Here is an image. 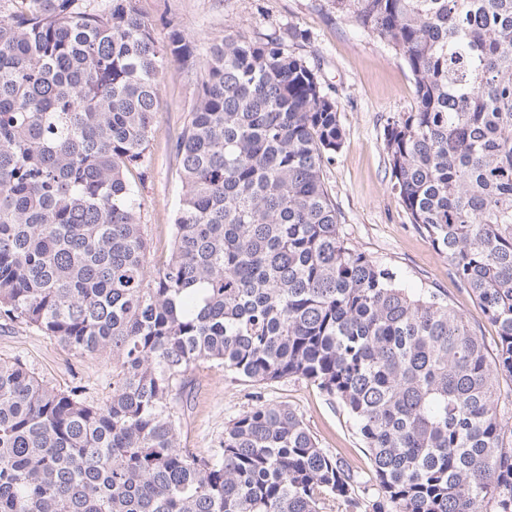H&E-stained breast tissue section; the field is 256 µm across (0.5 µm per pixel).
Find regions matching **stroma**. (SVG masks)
Here are the masks:
<instances>
[{"mask_svg": "<svg viewBox=\"0 0 512 512\" xmlns=\"http://www.w3.org/2000/svg\"><path fill=\"white\" fill-rule=\"evenodd\" d=\"M151 19L159 42L179 31L195 46L196 64L166 63L158 79L147 175L138 191L152 258L169 254L181 181L173 145L197 96L198 62L213 40L232 34L249 40L280 37L289 53L314 68L336 99L343 146L326 164L323 180L336 206L347 244L390 268L401 287L433 291L462 313L487 347L497 329L483 316L474 296L453 274L447 257L428 233L411 224L391 189L384 130L416 104L414 79L387 40L357 29L331 0H136ZM0 360L18 361L49 386L79 389L93 401L110 393L112 368L98 355L76 356L35 328L0 318ZM252 386L223 367L202 363L193 373L180 420L179 443L208 454L227 423L250 408ZM265 400L286 403L302 416L321 447L346 459L361 479L370 464L365 445L347 411L304 380L267 384Z\"/></svg>", "mask_w": 512, "mask_h": 512, "instance_id": "stroma-1", "label": "stroma"}]
</instances>
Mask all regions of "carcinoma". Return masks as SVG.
<instances>
[{
    "mask_svg": "<svg viewBox=\"0 0 512 512\" xmlns=\"http://www.w3.org/2000/svg\"><path fill=\"white\" fill-rule=\"evenodd\" d=\"M386 39L416 107L385 128L392 190L498 328L489 353L434 292L349 247L323 167L335 99L268 36L212 42L175 145L182 193L155 274L137 182L159 44L134 0H0V317L112 360L91 401L0 361V512H512V0H333ZM202 362L303 379L355 421L371 478L286 403L178 442Z\"/></svg>",
    "mask_w": 512,
    "mask_h": 512,
    "instance_id": "carcinoma-1",
    "label": "carcinoma"
}]
</instances>
